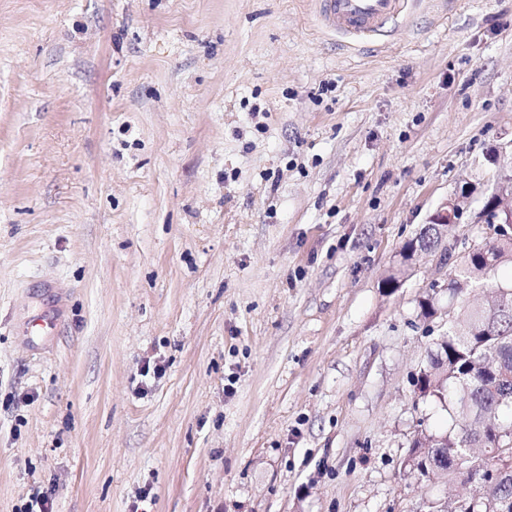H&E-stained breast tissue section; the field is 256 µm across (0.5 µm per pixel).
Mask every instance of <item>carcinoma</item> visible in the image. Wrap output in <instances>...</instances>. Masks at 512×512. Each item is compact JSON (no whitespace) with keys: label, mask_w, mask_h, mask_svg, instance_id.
Listing matches in <instances>:
<instances>
[{"label":"carcinoma","mask_w":512,"mask_h":512,"mask_svg":"<svg viewBox=\"0 0 512 512\" xmlns=\"http://www.w3.org/2000/svg\"><path fill=\"white\" fill-rule=\"evenodd\" d=\"M437 234L432 225L422 227L418 236L401 252L416 247L432 248ZM492 252L496 264L489 266L483 252ZM512 264V237L499 238L456 259L448 269V299L470 288H484L501 266ZM494 288L509 290L507 309L492 316L486 306L462 303L448 321V331L433 342L426 361L414 378L419 396L445 404L448 430H422L413 439V467L432 482L439 471L451 476L447 453L462 448H483L491 461L512 460V282ZM509 503L512 512V479L500 484L488 502L478 501L472 512H497V499Z\"/></svg>","instance_id":"1"}]
</instances>
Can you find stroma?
<instances>
[{
	"instance_id": "35a3bbf8",
	"label": "stroma",
	"mask_w": 512,
	"mask_h": 512,
	"mask_svg": "<svg viewBox=\"0 0 512 512\" xmlns=\"http://www.w3.org/2000/svg\"><path fill=\"white\" fill-rule=\"evenodd\" d=\"M510 172L512 0H417L383 43L313 0H0V512L466 496L404 469L447 427L413 377L448 277L381 282L464 184L448 240L490 241Z\"/></svg>"
}]
</instances>
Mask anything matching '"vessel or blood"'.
<instances>
[{
    "mask_svg": "<svg viewBox=\"0 0 512 512\" xmlns=\"http://www.w3.org/2000/svg\"><path fill=\"white\" fill-rule=\"evenodd\" d=\"M412 0H317L324 25L336 34L353 40L387 37Z\"/></svg>",
    "mask_w": 512,
    "mask_h": 512,
    "instance_id": "obj_1",
    "label": "vessel or blood"
}]
</instances>
